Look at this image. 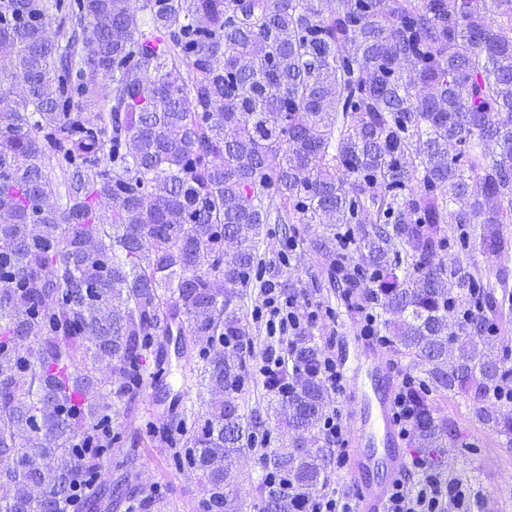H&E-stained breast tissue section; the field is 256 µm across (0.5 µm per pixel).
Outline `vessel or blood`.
Segmentation results:
<instances>
[{
  "label": "vessel or blood",
  "instance_id": "obj_1",
  "mask_svg": "<svg viewBox=\"0 0 512 512\" xmlns=\"http://www.w3.org/2000/svg\"><path fill=\"white\" fill-rule=\"evenodd\" d=\"M363 358L370 390L363 395L367 412L353 437L352 456L358 474L355 512H386L390 489L404 474L401 435L393 409L394 372L381 346L364 343Z\"/></svg>",
  "mask_w": 512,
  "mask_h": 512
}]
</instances>
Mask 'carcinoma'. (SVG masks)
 I'll use <instances>...</instances> for the list:
<instances>
[{"mask_svg": "<svg viewBox=\"0 0 512 512\" xmlns=\"http://www.w3.org/2000/svg\"><path fill=\"white\" fill-rule=\"evenodd\" d=\"M137 2L0 0V75L25 86L0 93V512H82L135 467L112 402L135 417L173 334L210 394L180 414L175 463L200 472L202 512H239L225 458L269 434L234 397L248 298L295 288L260 252L271 224L425 367L414 447L448 435L431 388L511 437L490 397L512 383L489 333L507 274L450 251L512 259V0ZM284 353L264 386L291 439L264 454L261 512H300L331 460L314 335ZM162 508L143 489L132 512Z\"/></svg>", "mask_w": 512, "mask_h": 512, "instance_id": "1", "label": "carcinoma"}]
</instances>
